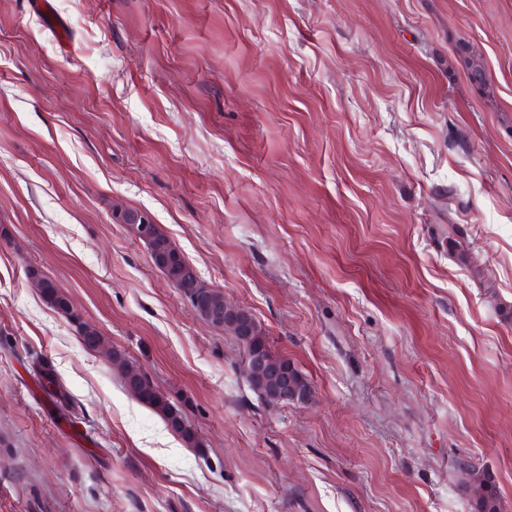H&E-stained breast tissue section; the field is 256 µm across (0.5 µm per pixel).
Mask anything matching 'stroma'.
Returning a JSON list of instances; mask_svg holds the SVG:
<instances>
[{"label":"stroma","mask_w":512,"mask_h":512,"mask_svg":"<svg viewBox=\"0 0 512 512\" xmlns=\"http://www.w3.org/2000/svg\"><path fill=\"white\" fill-rule=\"evenodd\" d=\"M53 3L67 52L0 0V512H474L464 462L512 512V0ZM121 207L253 315L310 402L256 398ZM28 278H38L43 283V288L37 282H34L36 288L41 289V296L43 300L57 313L67 317L68 319L78 322L79 335L83 346L88 350H96L99 345L100 332L97 328L87 324L86 322L79 321V315L76 310H72L69 300L73 305L72 299L50 278L46 277L37 268H28L26 270ZM103 345L102 341L99 348ZM98 348V349H99ZM110 361L118 372L123 386L132 396L136 397L134 391H137V400L160 415L167 426L179 435L188 447H202L203 444L198 439L186 412L165 395L147 373L130 366L124 353L115 349L112 350ZM38 379L40 385L53 401L59 404L68 402V396L59 382L56 372L52 368L45 365L41 366ZM48 386H51V389H48Z\"/></svg>","instance_id":"obj_1"}]
</instances>
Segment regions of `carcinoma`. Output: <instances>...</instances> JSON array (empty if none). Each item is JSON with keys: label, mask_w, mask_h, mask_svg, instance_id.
Wrapping results in <instances>:
<instances>
[{"label": "carcinoma", "mask_w": 512, "mask_h": 512, "mask_svg": "<svg viewBox=\"0 0 512 512\" xmlns=\"http://www.w3.org/2000/svg\"><path fill=\"white\" fill-rule=\"evenodd\" d=\"M462 63L468 70L469 78L475 84L485 83V72L478 58L465 55L462 57ZM147 247L156 268L189 301L196 314L216 327H224V323L215 318L211 307V303L224 300L223 292L217 288L209 289L201 285L196 268L185 259L161 228H155V233L147 243ZM26 274L30 278L41 280L43 300L57 313L76 322L83 346L88 350H96L100 340L99 330L80 320L77 312L70 307L67 294L37 268L27 269ZM240 325L244 328V336H246L243 340L246 350L255 354L246 377L259 401L270 406L280 405L282 382L285 380L288 381V391L298 397L313 395V388L307 376L287 358L272 352L264 329L250 313H242ZM110 361L129 393H138L137 400L160 415L167 426L179 435L188 447H203L186 412L165 395L147 373L130 365L124 353L115 349L112 350ZM39 383L47 389V394L53 401L59 404L68 402V396L53 369L45 365L40 367ZM460 470L463 475L462 485L474 486L472 493L474 512H503L498 488L490 476L476 470L468 463L463 464Z\"/></svg>", "instance_id": "cac0c4a2"}]
</instances>
